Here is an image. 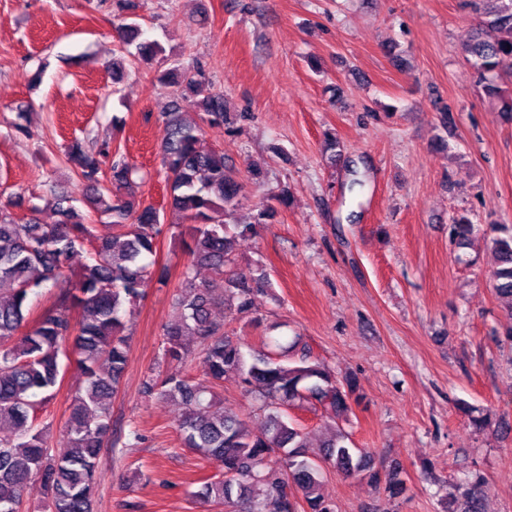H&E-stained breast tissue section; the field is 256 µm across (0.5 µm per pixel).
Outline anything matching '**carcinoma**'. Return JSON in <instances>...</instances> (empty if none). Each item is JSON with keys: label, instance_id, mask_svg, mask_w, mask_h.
I'll use <instances>...</instances> for the list:
<instances>
[{"label": "carcinoma", "instance_id": "obj_1", "mask_svg": "<svg viewBox=\"0 0 512 512\" xmlns=\"http://www.w3.org/2000/svg\"><path fill=\"white\" fill-rule=\"evenodd\" d=\"M470 6L480 21L463 46L466 61L485 93L500 101V111L512 115V95L498 84L512 71V49H507L512 46V0H471ZM119 32L123 44L135 45V57L142 62L161 52L158 43L141 38L135 22L121 25ZM159 80L177 84L178 97L203 112L201 122L188 120L176 102L164 115L160 155L167 204L191 223V241L186 245L190 262L176 294L178 316L163 333L162 361L183 362L190 353L186 340H195L209 385L187 375L153 373L144 380L143 392L183 406L177 420L181 444L219 468V474L204 481L199 496L224 512H336L319 493L324 468L361 472L367 469L365 455L352 446L349 433L334 427L322 444L324 455H307L306 433L288 410L320 409L333 422L347 421L352 404L362 399L358 382L336 376L308 353L291 361L274 354L249 356L212 318L218 303L249 317L254 295L272 286L260 263L249 278L238 277L234 245L274 217L276 209L263 203L254 222L237 223L242 183L224 163V152L198 147L202 124L224 125V95L188 70L165 72ZM70 160L89 189L85 203L111 219L109 235H96L88 215L63 193L53 197L58 215L53 224L41 223L36 207L27 220L17 219L13 209L23 207L21 196L0 205V512H19L37 480L49 512H94L95 474L111 430L110 399L128 361L125 316L144 297L148 282L164 285L168 279L166 268L147 261L157 252L161 214L138 198L137 169L129 159L105 141L87 151L74 146ZM449 221L450 237L463 244L474 229L471 213L456 212ZM497 232L490 242L496 258L490 284L498 296L512 300V226L502 224ZM78 253L85 260L74 274L71 259ZM199 266L210 268L221 285L198 280ZM42 288L58 293L31 325L29 299ZM74 309L79 310L76 319ZM72 354L85 386L75 395L66 423L69 448L52 455L50 426L36 424L35 397L58 385L60 358ZM102 362L108 364L105 374L99 371ZM230 376L247 392L261 387L262 435L253 434L214 391ZM462 411L477 430L490 422L480 408L466 404ZM483 481L474 473L448 483V512H481ZM385 489L393 496L404 493L399 468L385 475Z\"/></svg>", "mask_w": 512, "mask_h": 512}]
</instances>
